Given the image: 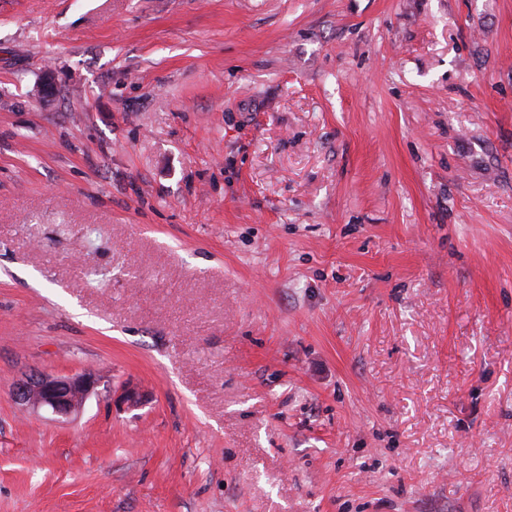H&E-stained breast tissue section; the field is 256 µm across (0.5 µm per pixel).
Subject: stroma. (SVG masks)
Listing matches in <instances>:
<instances>
[{
	"mask_svg": "<svg viewBox=\"0 0 512 512\" xmlns=\"http://www.w3.org/2000/svg\"><path fill=\"white\" fill-rule=\"evenodd\" d=\"M0 512H512V0H0ZM98 384V378L91 372L53 376L34 370L16 381L11 395L26 409L67 420L84 407Z\"/></svg>",
	"mask_w": 512,
	"mask_h": 512,
	"instance_id": "obj_1",
	"label": "stroma"
}]
</instances>
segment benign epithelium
Segmentation results:
<instances>
[{
  "instance_id": "7a95c632",
  "label": "benign epithelium",
  "mask_w": 512,
  "mask_h": 512,
  "mask_svg": "<svg viewBox=\"0 0 512 512\" xmlns=\"http://www.w3.org/2000/svg\"><path fill=\"white\" fill-rule=\"evenodd\" d=\"M99 380L91 372L53 376L34 370L12 387L13 400L34 412L45 411L58 420H67L79 412L96 391ZM119 401L128 410L142 407L147 395L127 386L119 394Z\"/></svg>"
}]
</instances>
